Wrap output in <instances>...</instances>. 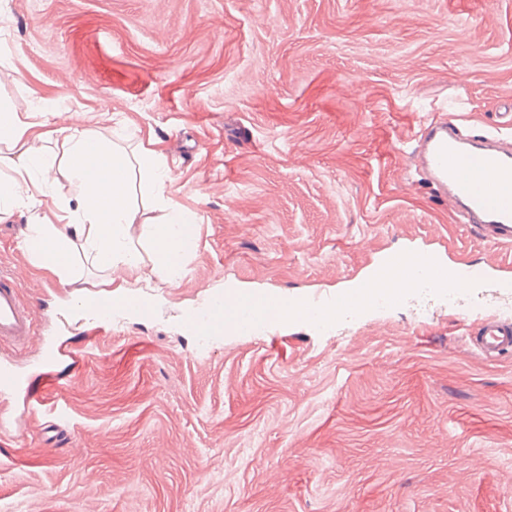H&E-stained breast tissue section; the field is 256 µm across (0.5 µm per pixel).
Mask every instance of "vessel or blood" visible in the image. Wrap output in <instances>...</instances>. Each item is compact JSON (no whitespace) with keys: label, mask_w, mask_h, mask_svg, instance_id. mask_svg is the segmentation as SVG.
Segmentation results:
<instances>
[{"label":"vessel or blood","mask_w":512,"mask_h":512,"mask_svg":"<svg viewBox=\"0 0 512 512\" xmlns=\"http://www.w3.org/2000/svg\"><path fill=\"white\" fill-rule=\"evenodd\" d=\"M416 170L435 185L444 198L456 206L459 223L489 233L492 240L512 247V136L487 135L479 138L461 133L455 116L442 115L424 123L411 149ZM416 265H408L404 255L382 257L380 270L398 271L395 291L380 293V280L367 275L359 283L358 292L336 302L309 300L302 311L318 316L321 322L342 321L357 315L362 300H383L385 305L404 303L411 289L436 290L437 294L455 301L473 297L474 286L500 291L501 307L482 315L473 336L468 339L472 350L483 359L496 362L512 355V280L495 279L487 268L452 266L432 252L417 253ZM21 277L12 268L0 267V346L23 347L36 337V309L20 291ZM227 309L236 313L237 330L250 335L256 331L250 310L240 307L236 295L224 297ZM79 359L77 350L47 347L38 362L39 377L45 386L57 381L54 363L59 356ZM0 393L23 394L27 403L38 402L31 385L12 367L0 365Z\"/></svg>","instance_id":"1"}]
</instances>
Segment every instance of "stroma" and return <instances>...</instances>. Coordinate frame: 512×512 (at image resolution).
<instances>
[{"label":"stroma","mask_w":512,"mask_h":512,"mask_svg":"<svg viewBox=\"0 0 512 512\" xmlns=\"http://www.w3.org/2000/svg\"><path fill=\"white\" fill-rule=\"evenodd\" d=\"M0 102L37 101L162 154L197 211L174 284L86 341L37 405L0 396V512H512V358L468 346L467 306L414 296L328 327L200 340L227 287L336 297L388 253L493 264L512 247L406 176L431 113H512V0H0ZM0 222V264L48 312L72 289Z\"/></svg>","instance_id":"1"}]
</instances>
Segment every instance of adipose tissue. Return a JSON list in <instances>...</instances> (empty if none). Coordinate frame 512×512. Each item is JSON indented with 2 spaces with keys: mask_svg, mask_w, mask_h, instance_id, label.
Here are the masks:
<instances>
[{
  "mask_svg": "<svg viewBox=\"0 0 512 512\" xmlns=\"http://www.w3.org/2000/svg\"><path fill=\"white\" fill-rule=\"evenodd\" d=\"M128 141V135L119 132L106 139L89 127L35 123L30 114L0 103V162L9 170L6 178H0V222L55 200L58 223L26 225L22 243L37 266L50 270L64 284L76 281L71 257L77 249L108 286L116 270L139 266L145 269L144 282L173 284L194 248L197 214L166 194L170 174L161 156L130 154ZM49 143L59 145L60 154L48 153ZM62 179L73 189L65 200L56 197ZM138 188L152 190L160 212L148 231L154 247L149 261L136 241L131 194Z\"/></svg>",
  "mask_w": 512,
  "mask_h": 512,
  "instance_id": "1",
  "label": "adipose tissue"
}]
</instances>
